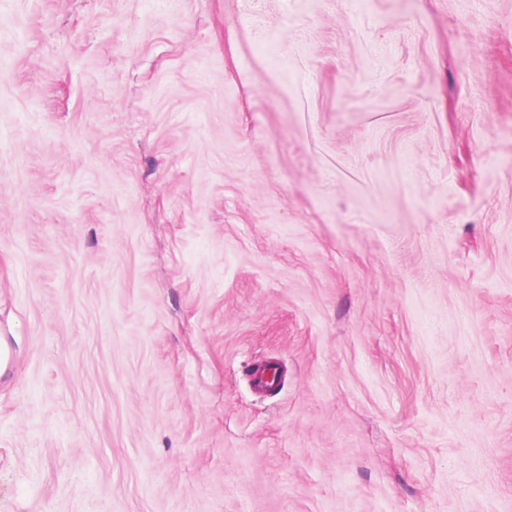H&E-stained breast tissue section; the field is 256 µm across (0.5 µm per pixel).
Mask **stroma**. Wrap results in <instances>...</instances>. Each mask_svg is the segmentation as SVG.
I'll list each match as a JSON object with an SVG mask.
<instances>
[{
  "mask_svg": "<svg viewBox=\"0 0 512 512\" xmlns=\"http://www.w3.org/2000/svg\"><path fill=\"white\" fill-rule=\"evenodd\" d=\"M0 343V512H512V0H0Z\"/></svg>",
  "mask_w": 512,
  "mask_h": 512,
  "instance_id": "stroma-1",
  "label": "stroma"
}]
</instances>
